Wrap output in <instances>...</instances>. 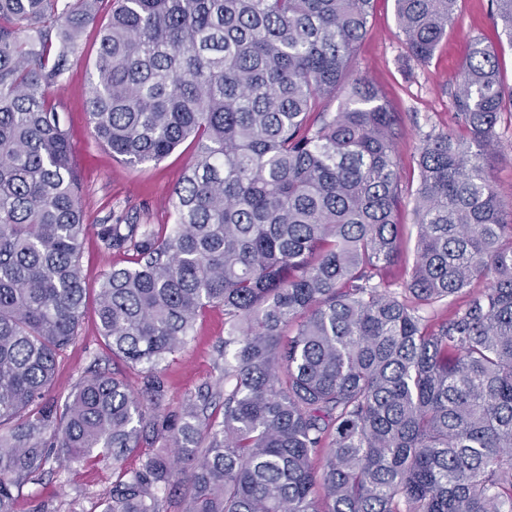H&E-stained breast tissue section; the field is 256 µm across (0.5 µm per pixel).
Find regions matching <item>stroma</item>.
Returning <instances> with one entry per match:
<instances>
[{
	"mask_svg": "<svg viewBox=\"0 0 512 512\" xmlns=\"http://www.w3.org/2000/svg\"><path fill=\"white\" fill-rule=\"evenodd\" d=\"M395 32L394 0H374L368 32L357 46L355 66L383 92L392 111L402 118L395 150L401 177L409 181L418 177L416 160L423 135L456 126L451 90L473 40L480 38L498 48L508 88L512 87V44L499 35L491 0H459L455 26L427 63L408 59ZM98 46L96 30H87L54 99L64 118L81 178L83 222L87 226L81 265L91 300L96 297L102 274L125 265L127 260L126 254L103 246L97 235L100 225L115 223L126 215L138 217L144 224H173L171 193L193 157V147L186 143L160 162L133 167L96 139L88 122L87 100ZM223 339V309H207L184 348L163 365L168 386L165 413H179L188 396L217 378L216 349ZM97 355L103 358V368L120 374L132 388L141 387L142 368L109 358L94 310L89 307L77 337L59 359L51 398L64 400ZM116 478L107 460L57 466L40 483L25 485L19 491L15 509L37 512L40 505L49 503L60 512H68L73 505L80 512H101Z\"/></svg>",
	"mask_w": 512,
	"mask_h": 512,
	"instance_id": "1",
	"label": "stroma"
}]
</instances>
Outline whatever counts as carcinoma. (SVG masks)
<instances>
[{
	"mask_svg": "<svg viewBox=\"0 0 512 512\" xmlns=\"http://www.w3.org/2000/svg\"><path fill=\"white\" fill-rule=\"evenodd\" d=\"M394 2L407 56L429 61L458 0ZM372 3L0 0V512L54 456L112 460L102 512H167L176 484L180 512H512V203L488 164L512 90L474 42L457 129L426 135L402 183L401 118L352 70ZM493 5L512 41V0ZM101 11L94 135L131 166L188 140L195 154L169 233L123 217L98 230L130 254L100 283V333L146 369L144 389L95 369L47 404L86 307L79 177L53 100ZM408 204L414 262L391 281ZM210 307L224 308L222 374L170 421L161 365Z\"/></svg>",
	"mask_w": 512,
	"mask_h": 512,
	"instance_id": "carcinoma-1",
	"label": "carcinoma"
}]
</instances>
